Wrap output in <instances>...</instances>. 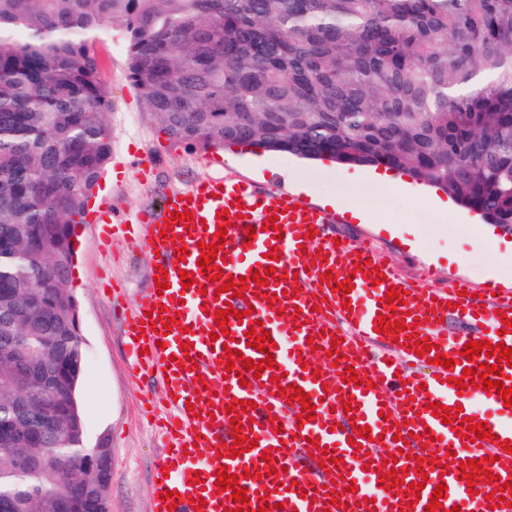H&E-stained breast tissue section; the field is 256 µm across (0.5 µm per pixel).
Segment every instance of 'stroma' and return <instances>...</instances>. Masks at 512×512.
<instances>
[{"label": "stroma", "instance_id": "stroma-1", "mask_svg": "<svg viewBox=\"0 0 512 512\" xmlns=\"http://www.w3.org/2000/svg\"><path fill=\"white\" fill-rule=\"evenodd\" d=\"M127 32L121 23L103 28L93 41L100 77L112 96V160L93 196L94 207L133 214L156 206L166 193L192 182L218 176H239L260 187L292 197L298 185H309L304 201L322 206L324 198L342 190V164L330 158L304 160L284 153H261L259 147L228 144L221 149L184 148L172 143L128 78ZM264 154L265 168L252 158ZM150 160L145 177L134 171ZM367 217L359 221L338 211V230L364 238L406 279L415 280L437 270L442 280L468 279L481 287L488 272H496L512 287V231L490 227L491 242H480L472 227L480 216L455 207L447 217L413 209L405 191L368 187L364 199ZM391 224L420 225L422 244L412 250L391 235ZM99 224L75 225L74 257L67 289L76 300L86 364L78 391L88 447L112 453V480L107 490L110 512H151V483L163 456L162 442L143 418V396L160 392L162 382L152 377L133 379L123 335L125 313L151 284L155 258L138 235L117 232L109 247H101ZM121 283L122 301H111L101 290L103 280Z\"/></svg>", "mask_w": 512, "mask_h": 512}]
</instances>
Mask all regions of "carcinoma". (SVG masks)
I'll list each match as a JSON object with an SVG mask.
<instances>
[{
    "label": "carcinoma",
    "mask_w": 512,
    "mask_h": 512,
    "mask_svg": "<svg viewBox=\"0 0 512 512\" xmlns=\"http://www.w3.org/2000/svg\"><path fill=\"white\" fill-rule=\"evenodd\" d=\"M119 21L129 78L177 143L259 145L383 166L512 228V0H0V504L52 512L91 448L60 415L81 377L73 254L112 156V99L91 50Z\"/></svg>",
    "instance_id": "carcinoma-1"
}]
</instances>
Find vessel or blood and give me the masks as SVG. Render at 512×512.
I'll return each mask as SVG.
<instances>
[{
	"label": "vessel or blood",
	"mask_w": 512,
	"mask_h": 512,
	"mask_svg": "<svg viewBox=\"0 0 512 512\" xmlns=\"http://www.w3.org/2000/svg\"><path fill=\"white\" fill-rule=\"evenodd\" d=\"M228 211L227 221L217 214ZM191 213L198 226L186 229L175 213ZM275 226L263 230L266 221ZM337 217L303 201L287 202L271 190L258 189L243 178L203 180L174 192L161 210L133 215L110 214L105 229L147 226L144 244L158 250L159 265L168 272V289L149 287L135 300L124 322L134 374L165 378L161 400L167 410L165 453L161 471L151 488L152 512H236L237 502L220 491V467L239 476L246 487L250 512L283 504V512H425L430 495L446 483L442 512H512V407H505L496 390H458L455 379L468 367L461 351L469 341L485 340L512 348V289L496 279L483 288L458 279L449 284L435 277L405 281L401 273L374 247L332 231ZM226 227L225 244L217 256L226 275L248 276L275 268L277 276L263 293L249 288L241 296L218 292L209 274L198 266L200 246ZM254 238H247V230ZM314 238H307V231ZM187 256H179L178 247ZM276 260H269V253ZM372 262L373 271H355V264ZM193 277L192 287L181 285L180 272ZM352 281L347 295L333 283ZM400 287L403 304H387L386 293ZM232 305L242 319H230L228 335L218 333L216 310ZM179 317L168 333L156 332L153 313ZM415 327L418 338L432 349L418 356L404 346L405 332H375L378 316ZM262 325L275 345V363L260 378L241 386L226 372L227 353L242 352L261 362L262 352L249 347L245 334ZM188 352H181V345ZM455 359L446 370L435 364L437 353ZM194 369H186V361ZM353 367L358 384L346 382ZM297 385L315 403L316 417L300 422L301 406L285 389ZM244 400L247 412L229 417L225 408ZM439 402L461 407L463 416L486 422L492 439L474 444L467 427L444 424L427 406ZM249 429L255 445L231 456L233 422ZM282 431H275V423ZM369 427L368 437L357 434ZM272 453L273 461L262 458ZM398 454L396 471L403 483L386 488L378 470L391 454ZM490 458V471L507 482L504 498L489 502V482L461 477L460 462ZM428 478L420 496L408 500L409 482L417 470ZM252 478H245V471ZM175 493L174 503L164 500ZM202 497L206 505L194 508Z\"/></svg>",
	"instance_id": "1"
}]
</instances>
